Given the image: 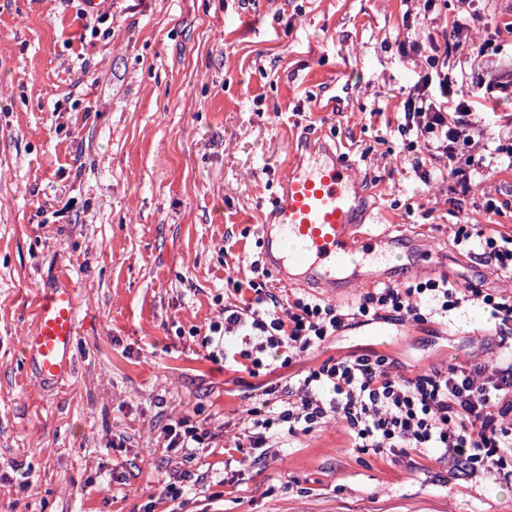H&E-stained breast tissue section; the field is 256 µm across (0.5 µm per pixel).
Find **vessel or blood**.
<instances>
[{"mask_svg":"<svg viewBox=\"0 0 512 512\" xmlns=\"http://www.w3.org/2000/svg\"><path fill=\"white\" fill-rule=\"evenodd\" d=\"M368 196L349 156L339 145L319 142L289 165L281 196L261 218L265 268L285 285L318 288L333 300L355 288L399 282L390 259L400 249L410 269L445 270V257L419 239L373 232ZM77 328L76 290L64 277L41 293L34 327L23 340L24 357L43 384L69 372Z\"/></svg>","mask_w":512,"mask_h":512,"instance_id":"vessel-or-blood-1","label":"vessel or blood"}]
</instances>
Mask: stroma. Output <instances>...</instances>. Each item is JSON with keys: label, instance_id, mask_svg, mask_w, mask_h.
I'll use <instances>...</instances> for the list:
<instances>
[{"label": "stroma", "instance_id": "35a3bbf8", "mask_svg": "<svg viewBox=\"0 0 512 512\" xmlns=\"http://www.w3.org/2000/svg\"><path fill=\"white\" fill-rule=\"evenodd\" d=\"M82 7L0 0V512H512V483L353 452L332 422L224 455L265 385L328 357L375 350L408 375L499 354L476 305L449 329L347 327L270 374L237 365L238 338L210 354L305 139L355 161L376 230L420 232L450 278L501 288L452 239L462 224L512 233V171L459 195L413 172L396 117L427 63L402 51V0H112L88 25ZM61 274L78 334L70 372L43 386L22 340ZM182 418L211 433L197 455L166 445Z\"/></svg>", "mask_w": 512, "mask_h": 512}]
</instances>
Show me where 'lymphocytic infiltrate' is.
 I'll return each instance as SVG.
<instances>
[{"label":"lymphocytic infiltrate","instance_id":"f902f5d3","mask_svg":"<svg viewBox=\"0 0 512 512\" xmlns=\"http://www.w3.org/2000/svg\"><path fill=\"white\" fill-rule=\"evenodd\" d=\"M459 4L449 29L424 44L415 39L402 43L408 53L428 50L429 69L410 91L397 129L410 138V162L423 183L449 181L466 193L473 173L512 168V132L507 143L488 153L457 160L460 144L484 135L483 117L495 113L502 98H512V60L482 74L489 92L483 102L472 105L458 98L459 78L448 66L449 52L488 56L491 39L474 42L472 32L487 33L496 26L475 0ZM429 158L438 163L437 171L426 168ZM454 243L498 278L512 280V234L490 224H470L458 228ZM249 288L252 298L225 308L210 322L209 342L220 354L225 337H241L240 364L252 373L263 368L262 353L281 352L285 363H292L359 319L445 325L452 311L473 303L496 321L499 344L506 349L490 363H451L410 376L395 373L393 358L376 352L326 359L293 385L265 387L261 405L247 411L243 435L250 448L265 447L269 431L295 438L333 419L342 424L356 452H431L451 465H463L469 477L494 475L512 482L511 293L445 275L370 288L345 305L302 296L285 303L262 284L253 282Z\"/></svg>","mask_w":512,"mask_h":512}]
</instances>
